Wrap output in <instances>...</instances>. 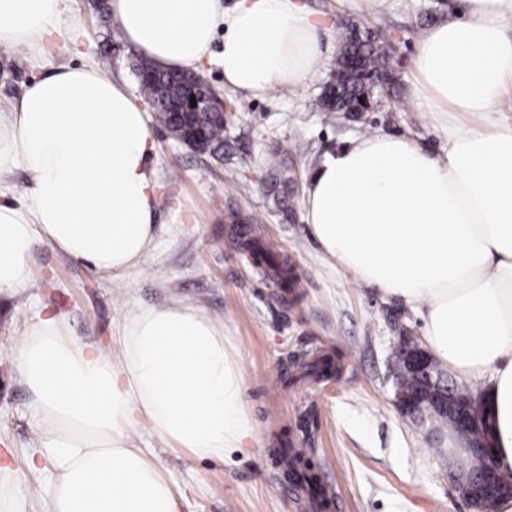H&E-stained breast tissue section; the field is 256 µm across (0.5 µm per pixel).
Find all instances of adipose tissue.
<instances>
[{"label":"adipose tissue","instance_id":"obj_1","mask_svg":"<svg viewBox=\"0 0 512 512\" xmlns=\"http://www.w3.org/2000/svg\"><path fill=\"white\" fill-rule=\"evenodd\" d=\"M66 0H0V47L40 51ZM423 32L411 103L435 113L446 147L356 137L317 164L304 220L323 254L415 310L428 350L475 380L497 470L512 476V0H454ZM125 42L158 66L195 70L224 35L231 91L300 89L321 72L323 20L300 0H113ZM145 111L94 66L59 68L0 117V182L33 178L26 202L0 201V292L26 287L39 244L96 270L136 269L157 239V177ZM122 356L81 345L64 317L30 325L18 368L42 423L28 467L52 469L49 512H182L183 491L134 430L225 457L254 433L224 330L185 307H143L117 338Z\"/></svg>","mask_w":512,"mask_h":512}]
</instances>
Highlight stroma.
<instances>
[{"mask_svg":"<svg viewBox=\"0 0 512 512\" xmlns=\"http://www.w3.org/2000/svg\"><path fill=\"white\" fill-rule=\"evenodd\" d=\"M302 2L325 20L329 46L321 75L302 91L253 97L225 88L220 35L214 60L199 67L224 100L223 158L193 151L150 121L160 183L158 242L137 270L103 274L39 244L27 258V288L0 292V466L24 468L39 444L41 422L17 366L37 316H65L75 342L116 357L115 337L130 314L180 305L223 327L256 426L228 460L176 448L148 431L131 434V447L154 456L184 491V512H308L305 492L276 466L284 448L300 450L316 485L335 496L331 512H477L448 474L452 428L417 421L393 403L388 357L397 337L422 338L421 319L327 261L302 209L314 165L351 138L405 135L441 153L439 122L409 105L410 72L420 35L447 19L451 0H388L374 17L336 13L333 0ZM348 24L378 29L390 41L394 81L373 111L330 117L318 98ZM113 29L112 0H70L42 57L0 49V107L64 65L97 66L138 95L140 56L113 39ZM280 149L286 157L276 175L265 159ZM280 176L288 180L284 195ZM234 211L249 223H230ZM281 261L293 287H281L270 269Z\"/></svg>","mask_w":512,"mask_h":512,"instance_id":"obj_1","label":"stroma"}]
</instances>
